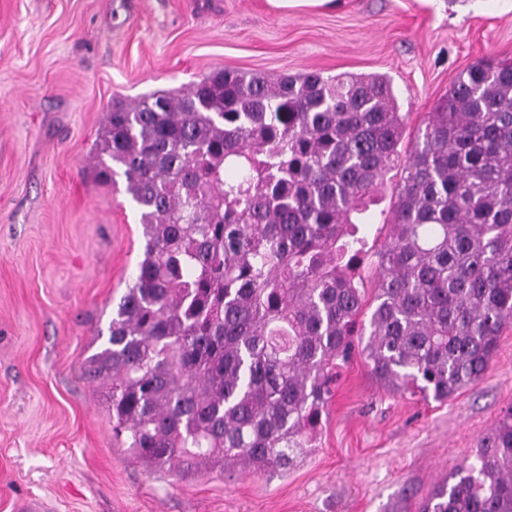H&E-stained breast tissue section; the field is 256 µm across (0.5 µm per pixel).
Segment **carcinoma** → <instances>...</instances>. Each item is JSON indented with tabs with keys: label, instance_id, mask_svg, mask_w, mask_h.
<instances>
[{
	"label": "carcinoma",
	"instance_id": "cac0c4a2",
	"mask_svg": "<svg viewBox=\"0 0 512 512\" xmlns=\"http://www.w3.org/2000/svg\"><path fill=\"white\" fill-rule=\"evenodd\" d=\"M408 117L385 75L224 70L112 103L97 157L123 169L144 245L86 373L148 470L287 473L356 350L439 402L482 377L512 328V62L460 73L404 148ZM420 512H512V408ZM398 179L399 176L389 180L382 192L383 199L378 204L370 207L367 220V222L370 223V225L367 226L368 246L372 244L373 239L378 235L377 229L383 223L384 217L389 210L390 198L395 192Z\"/></svg>",
	"mask_w": 512,
	"mask_h": 512
}]
</instances>
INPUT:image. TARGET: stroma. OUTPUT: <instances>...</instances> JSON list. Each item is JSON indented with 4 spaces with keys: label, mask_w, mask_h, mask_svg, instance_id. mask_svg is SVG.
I'll return each instance as SVG.
<instances>
[{
    "label": "stroma",
    "mask_w": 512,
    "mask_h": 512,
    "mask_svg": "<svg viewBox=\"0 0 512 512\" xmlns=\"http://www.w3.org/2000/svg\"><path fill=\"white\" fill-rule=\"evenodd\" d=\"M480 60L512 61V0H0V512H419L512 407V329L446 403L339 371L318 446L288 473L179 480L112 437L84 375L141 254L122 172L96 177L113 100L219 70L385 74L430 111Z\"/></svg>",
    "instance_id": "stroma-1"
}]
</instances>
